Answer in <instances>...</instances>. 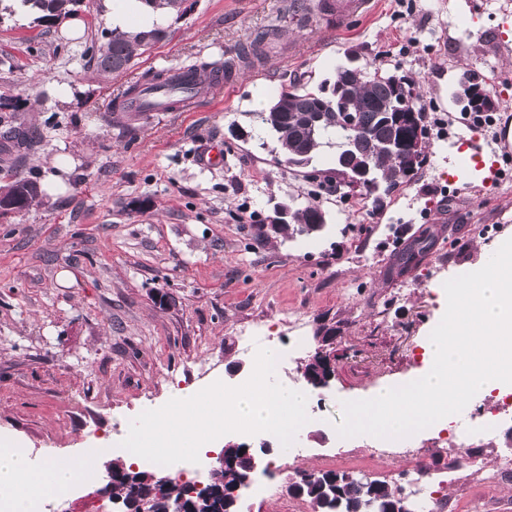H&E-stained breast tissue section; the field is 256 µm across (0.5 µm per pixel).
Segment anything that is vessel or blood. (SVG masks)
Returning a JSON list of instances; mask_svg holds the SVG:
<instances>
[{"instance_id":"b4317fda","label":"vessel or blood","mask_w":512,"mask_h":512,"mask_svg":"<svg viewBox=\"0 0 512 512\" xmlns=\"http://www.w3.org/2000/svg\"><path fill=\"white\" fill-rule=\"evenodd\" d=\"M168 79L167 86L162 88L140 86L134 94L125 98V106L136 112H166L173 105L174 95L179 93L183 96V107L190 108L223 82L222 77L216 76L210 86H201L195 74L185 68L170 70Z\"/></svg>"}]
</instances>
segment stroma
<instances>
[{"label":"stroma","mask_w":512,"mask_h":512,"mask_svg":"<svg viewBox=\"0 0 512 512\" xmlns=\"http://www.w3.org/2000/svg\"><path fill=\"white\" fill-rule=\"evenodd\" d=\"M291 0H192L167 37L120 73H104L83 51L110 24L102 0L76 13L84 31L19 18L0 8V117L35 128L41 147L16 159L14 174L45 182L69 156L65 193L43 194L23 213H0V440L33 464L74 459L128 433L131 420L170 399L248 378L254 356L245 329L288 349L302 322L307 349L278 377L304 385L301 366L317 350L332 357L324 389H311L319 421L287 455L262 456L253 481L272 495H241V512H309L284 486L297 472L330 469L396 485L411 480L399 458L378 459L376 437H339L342 404L400 386L422 371L423 347L444 314L436 286L483 265L512 236V179L484 180L501 162L499 131L512 124V0H374L343 22L293 19ZM272 32L263 65L190 112L117 111L133 79L193 63L235 59L239 46ZM368 70L414 80L429 123L427 160L381 208L363 190L347 207L313 195L302 173L279 163L259 118L297 76L317 84L346 54ZM485 77L494 109L479 126L452 93L465 69ZM72 90L57 98V86ZM223 148L222 162L210 154ZM480 152L481 162L470 156ZM293 200L327 215L322 232L260 238L251 216ZM437 241L419 261L394 260L425 230ZM335 336L322 341L321 328ZM431 476L420 497L438 512H499L512 478L493 479L512 453V427L474 437L476 468L455 465L433 433L412 435ZM90 483L45 498L44 512H121Z\"/></svg>","instance_id":"stroma-1"}]
</instances>
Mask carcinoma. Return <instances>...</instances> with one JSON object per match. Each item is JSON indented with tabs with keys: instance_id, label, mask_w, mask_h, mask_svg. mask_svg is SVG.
Listing matches in <instances>:
<instances>
[{
	"instance_id": "cac0c4a2",
	"label": "carcinoma",
	"mask_w": 512,
	"mask_h": 512,
	"mask_svg": "<svg viewBox=\"0 0 512 512\" xmlns=\"http://www.w3.org/2000/svg\"><path fill=\"white\" fill-rule=\"evenodd\" d=\"M40 13L39 22L59 21L76 11L84 0H25ZM154 9H165L180 18L191 6L187 0H143ZM105 41L88 48L90 61L105 73L127 70L135 57L144 54L167 36L163 28L148 31L104 32ZM351 99L350 116L359 133L345 125L343 107ZM395 100L392 75L365 68L356 72L346 63L336 66L333 74L318 85H293L277 94L272 104L259 113L260 122L274 133L275 149L291 166L306 168L325 138L334 136L342 148L337 157L347 162L370 166L374 186L392 191L398 186L396 159L405 129L398 123L389 105ZM317 112L322 121L314 126L302 122L301 113ZM0 137L17 148L31 150L38 142L35 131L12 122L4 125ZM17 192L18 210L28 211L38 203L39 187L32 178H19L10 183ZM316 205L292 209L289 223L280 225L276 235L287 238L295 234L319 231ZM432 246V236L415 241L397 254L401 267L407 268ZM224 466L210 472L204 487L178 477L153 476L137 471L133 465L112 460V496L122 501L124 512H139L142 499L152 503L153 512H169L171 502L185 498L192 512H236L229 500L239 478L252 468L253 453L239 448H222ZM305 495L323 499L324 512H373L380 505L397 501L400 487L385 480L360 476L345 471L312 472L301 477Z\"/></svg>"
}]
</instances>
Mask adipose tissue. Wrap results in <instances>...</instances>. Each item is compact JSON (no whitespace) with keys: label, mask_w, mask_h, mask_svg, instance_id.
<instances>
[{"label":"adipose tissue","mask_w":512,"mask_h":512,"mask_svg":"<svg viewBox=\"0 0 512 512\" xmlns=\"http://www.w3.org/2000/svg\"><path fill=\"white\" fill-rule=\"evenodd\" d=\"M112 27L123 29L129 24L148 28L165 25L166 12L146 7L142 0H104ZM79 478L71 465L51 461L34 466L30 459L13 451L0 452V493L9 496L14 512H25L31 496L51 495L74 484Z\"/></svg>","instance_id":"obj_1"}]
</instances>
